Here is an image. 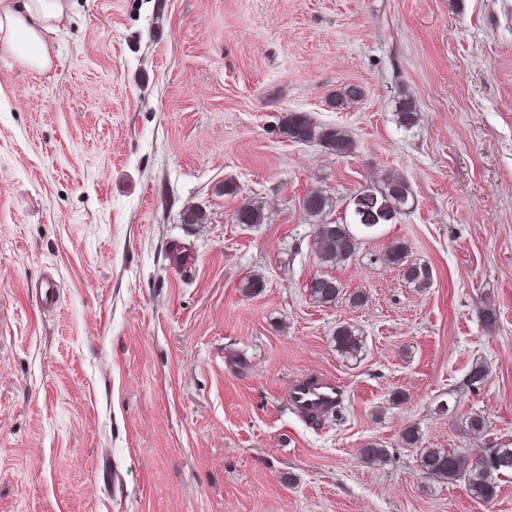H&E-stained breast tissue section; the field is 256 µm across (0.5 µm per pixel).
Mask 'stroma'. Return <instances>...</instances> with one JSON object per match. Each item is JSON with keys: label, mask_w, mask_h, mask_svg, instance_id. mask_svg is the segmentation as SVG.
<instances>
[{"label": "stroma", "mask_w": 512, "mask_h": 512, "mask_svg": "<svg viewBox=\"0 0 512 512\" xmlns=\"http://www.w3.org/2000/svg\"><path fill=\"white\" fill-rule=\"evenodd\" d=\"M70 5L49 70L0 53V512H512V475L484 503L401 443L408 427L472 457L512 443V0ZM349 83L361 100L334 108ZM290 112L354 152L282 138ZM388 173L413 212L315 302L303 197L324 191L337 218ZM248 199L264 223H233ZM398 241L429 288L383 262ZM47 270L50 314L28 294ZM345 322L359 359L336 350ZM315 374L345 392L311 424L289 389ZM369 442L382 465L361 462Z\"/></svg>", "instance_id": "obj_1"}]
</instances>
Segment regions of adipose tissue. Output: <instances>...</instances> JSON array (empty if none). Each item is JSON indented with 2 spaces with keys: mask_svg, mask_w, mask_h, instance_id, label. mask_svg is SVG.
I'll return each instance as SVG.
<instances>
[{
  "mask_svg": "<svg viewBox=\"0 0 512 512\" xmlns=\"http://www.w3.org/2000/svg\"><path fill=\"white\" fill-rule=\"evenodd\" d=\"M68 17L67 0H0V50L19 54L31 68L46 70L51 58L44 35Z\"/></svg>",
  "mask_w": 512,
  "mask_h": 512,
  "instance_id": "1",
  "label": "adipose tissue"
}]
</instances>
